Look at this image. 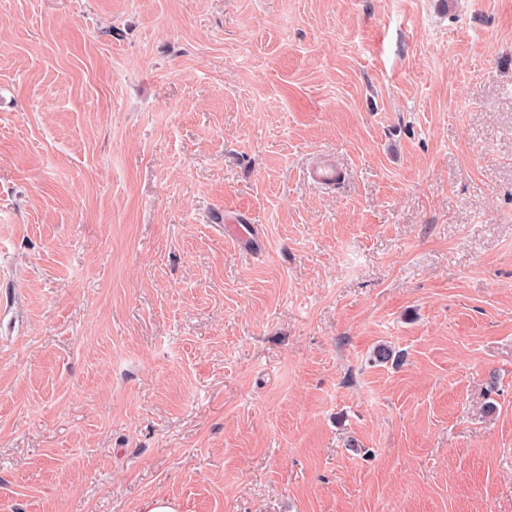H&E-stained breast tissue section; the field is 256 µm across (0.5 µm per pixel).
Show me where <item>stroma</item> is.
<instances>
[{
	"instance_id": "stroma-1",
	"label": "stroma",
	"mask_w": 512,
	"mask_h": 512,
	"mask_svg": "<svg viewBox=\"0 0 512 512\" xmlns=\"http://www.w3.org/2000/svg\"><path fill=\"white\" fill-rule=\"evenodd\" d=\"M155 496L512 512V0H0V512Z\"/></svg>"
}]
</instances>
